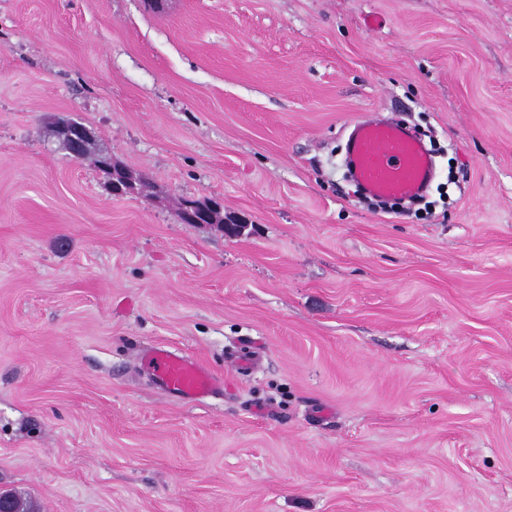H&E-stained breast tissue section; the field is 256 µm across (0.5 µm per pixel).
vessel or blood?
I'll list each match as a JSON object with an SVG mask.
<instances>
[{"mask_svg": "<svg viewBox=\"0 0 512 512\" xmlns=\"http://www.w3.org/2000/svg\"><path fill=\"white\" fill-rule=\"evenodd\" d=\"M354 181L371 196L407 199L425 189L433 177V158L421 139L388 119L355 122L348 139ZM156 384L184 401H198L224 390L223 378L199 361L157 347L142 355Z\"/></svg>", "mask_w": 512, "mask_h": 512, "instance_id": "1", "label": "vessel or blood"}]
</instances>
